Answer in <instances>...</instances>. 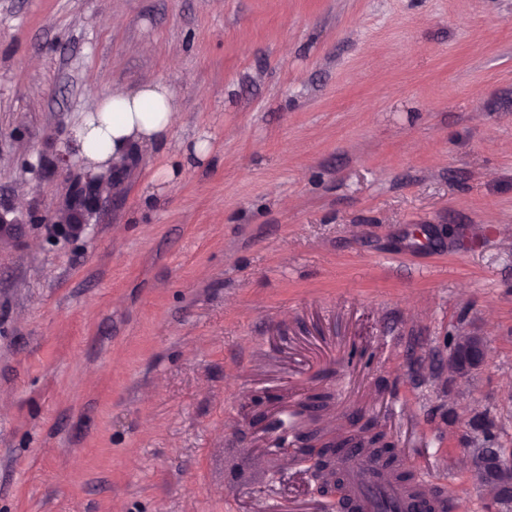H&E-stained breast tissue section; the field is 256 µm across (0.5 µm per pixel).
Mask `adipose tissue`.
Returning <instances> with one entry per match:
<instances>
[{"label": "adipose tissue", "instance_id": "ef3b65f1", "mask_svg": "<svg viewBox=\"0 0 512 512\" xmlns=\"http://www.w3.org/2000/svg\"><path fill=\"white\" fill-rule=\"evenodd\" d=\"M178 117L174 96L159 81L147 79L133 89L113 87L77 126L79 154L90 173L106 168L125 172L138 148L167 141Z\"/></svg>", "mask_w": 512, "mask_h": 512}]
</instances>
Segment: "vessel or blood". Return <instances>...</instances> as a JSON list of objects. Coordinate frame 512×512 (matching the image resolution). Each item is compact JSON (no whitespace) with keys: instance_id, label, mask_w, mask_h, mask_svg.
I'll use <instances>...</instances> for the list:
<instances>
[{"instance_id":"obj_1","label":"vessel or blood","mask_w":512,"mask_h":512,"mask_svg":"<svg viewBox=\"0 0 512 512\" xmlns=\"http://www.w3.org/2000/svg\"><path fill=\"white\" fill-rule=\"evenodd\" d=\"M344 482L337 497L338 512H379L387 505L394 512H446V482L427 470L413 471L412 483L399 482L369 451L354 448L343 461Z\"/></svg>"}]
</instances>
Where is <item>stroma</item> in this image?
Instances as JSON below:
<instances>
[{"mask_svg": "<svg viewBox=\"0 0 512 512\" xmlns=\"http://www.w3.org/2000/svg\"><path fill=\"white\" fill-rule=\"evenodd\" d=\"M147 78L167 144L57 228L83 114ZM6 207L0 512H334L273 445L324 391L512 512L466 464L512 448V0H0ZM487 342L477 333L454 336L448 354V368L460 377L477 370L487 355Z\"/></svg>", "mask_w": 512, "mask_h": 512, "instance_id": "35a3bbf8", "label": "stroma"}]
</instances>
